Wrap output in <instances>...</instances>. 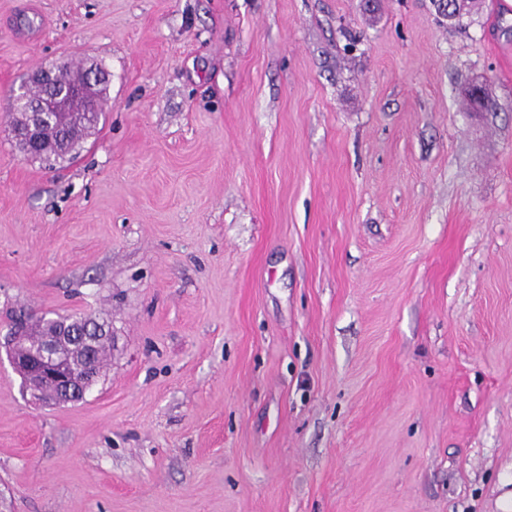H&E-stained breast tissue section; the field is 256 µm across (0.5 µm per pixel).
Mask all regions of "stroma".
<instances>
[{
	"label": "stroma",
	"mask_w": 512,
	"mask_h": 512,
	"mask_svg": "<svg viewBox=\"0 0 512 512\" xmlns=\"http://www.w3.org/2000/svg\"><path fill=\"white\" fill-rule=\"evenodd\" d=\"M88 59L98 132L24 156L13 89ZM18 304L112 354L61 405L0 360V512H512V10L0 0Z\"/></svg>",
	"instance_id": "1"
}]
</instances>
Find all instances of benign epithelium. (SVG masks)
Here are the masks:
<instances>
[{"label": "benign epithelium", "mask_w": 512, "mask_h": 512, "mask_svg": "<svg viewBox=\"0 0 512 512\" xmlns=\"http://www.w3.org/2000/svg\"><path fill=\"white\" fill-rule=\"evenodd\" d=\"M108 79L109 76L94 61L86 65L85 78L81 82L65 79L62 67L51 62L33 71L27 84L21 86L18 92H24L30 85L43 86L47 90L39 99H21L26 111L31 113L32 123L38 124L48 113L69 111L73 98L89 94L93 87L107 83ZM96 340L97 337L86 335L46 336L39 351L22 359L19 354L23 342L12 328L8 336L0 341V346L9 349L11 363L23 374L26 390L33 399L42 401L52 398L57 402H69L78 399L79 392H87L97 381L96 375L89 371L78 384L71 370L72 358L84 354L94 346Z\"/></svg>", "instance_id": "obj_1"}]
</instances>
